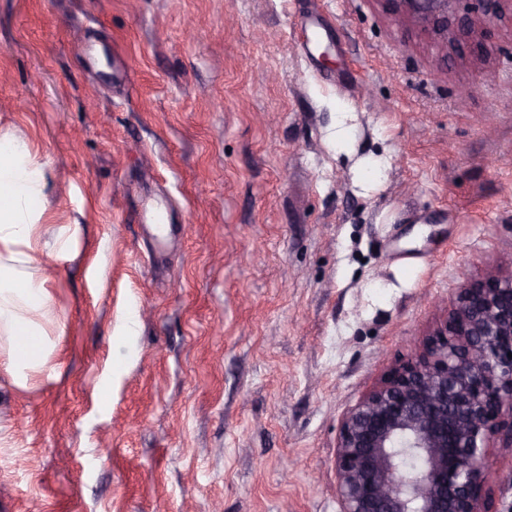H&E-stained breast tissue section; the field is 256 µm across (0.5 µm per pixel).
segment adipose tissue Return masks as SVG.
I'll use <instances>...</instances> for the list:
<instances>
[{
  "label": "adipose tissue",
  "instance_id": "ef3b65f1",
  "mask_svg": "<svg viewBox=\"0 0 512 512\" xmlns=\"http://www.w3.org/2000/svg\"><path fill=\"white\" fill-rule=\"evenodd\" d=\"M42 172L29 159L26 144L0 139V255L17 254L19 248L38 251V226L34 222L42 203ZM42 266L16 278L0 271V334L9 339L4 366L18 384L48 364L45 329L53 325L51 297L45 288Z\"/></svg>",
  "mask_w": 512,
  "mask_h": 512
}]
</instances>
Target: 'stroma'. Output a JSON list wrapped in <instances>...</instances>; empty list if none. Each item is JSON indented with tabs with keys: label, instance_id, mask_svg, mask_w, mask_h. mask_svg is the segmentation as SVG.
Instances as JSON below:
<instances>
[{
	"label": "stroma",
	"instance_id": "1",
	"mask_svg": "<svg viewBox=\"0 0 512 512\" xmlns=\"http://www.w3.org/2000/svg\"><path fill=\"white\" fill-rule=\"evenodd\" d=\"M1 137L80 234L0 512H340L343 415L512 269L507 5L461 57L389 0H0Z\"/></svg>",
	"mask_w": 512,
	"mask_h": 512
}]
</instances>
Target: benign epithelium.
<instances>
[{"label":"benign epithelium","mask_w":512,"mask_h":512,"mask_svg":"<svg viewBox=\"0 0 512 512\" xmlns=\"http://www.w3.org/2000/svg\"><path fill=\"white\" fill-rule=\"evenodd\" d=\"M449 45L501 17H458L455 0H392ZM512 270L464 281L443 325L343 416L336 446L340 512H492L485 485L497 441L512 448Z\"/></svg>","instance_id":"1"}]
</instances>
